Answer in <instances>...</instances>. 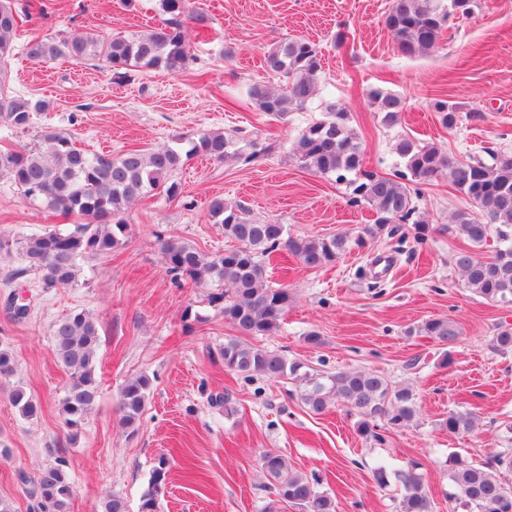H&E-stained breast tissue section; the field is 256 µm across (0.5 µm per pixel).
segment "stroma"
Returning <instances> with one entry per match:
<instances>
[{"instance_id":"35a3bbf8","label":"stroma","mask_w":512,"mask_h":512,"mask_svg":"<svg viewBox=\"0 0 512 512\" xmlns=\"http://www.w3.org/2000/svg\"><path fill=\"white\" fill-rule=\"evenodd\" d=\"M44 15L25 23L28 32L72 34L146 32L160 26L159 0H45ZM391 0H186L189 13L210 17L212 39L198 45L188 68L169 75L138 70L115 82L110 71L67 59L44 63L16 51L8 69L11 91L43 101L32 129L13 134L0 125V145L33 143L38 132L59 128L76 147L118 153L174 145L176 138L221 131L238 146L274 144L262 160L217 163L190 159L173 176L178 197L154 191L124 214V243L88 260L77 286L41 292L32 276L8 279L21 267L17 252H0V345L16 358L15 374L0 383V502L10 512H34L22 477L62 467L74 488L70 512H100L117 493L138 506L159 456L170 461L160 495L161 512H262L270 483L261 454L279 451L291 469L314 476L336 502V512H396L400 489L373 478L382 463L422 465L435 512H451L448 470L453 454L478 464L504 448L512 424V353L492 352L497 327H512V304L490 303L465 287L453 262L467 241L449 232L451 217L473 203L447 177L423 186L417 205L427 223L417 244L412 224L397 225L367 247L334 264L305 267L295 257L273 256L269 276L293 302L281 329L249 337V344L277 350L322 371L375 370L397 384L413 385L420 413L409 427L385 433L383 442L360 435L358 418L338 405L309 411L291 396L289 381L243 380L219 355L233 330L207 301L208 287L172 283L159 250L176 237L206 253L229 241L209 219L221 196L249 208L260 221L286 225L295 236H355L372 221L368 206L347 202L344 186L304 168L294 154L302 129L336 104L350 116L370 170L393 174L395 146L409 137L441 144L459 157L494 147L512 151V0H477L472 13L446 25L437 48L407 57L383 25ZM346 42L337 45V32ZM300 37L322 54L320 93L308 110L275 121L244 101L256 83L279 87L264 72L263 53L273 42ZM380 89L399 96L403 111L391 127L370 98ZM454 104L455 128L442 126L434 101ZM65 217L26 199L0 180V237L60 228ZM25 297L30 312L14 320L9 294ZM192 319H185V310ZM98 321L97 405L76 430L60 411L68 376L57 362L54 324L71 313ZM430 318L455 321L461 336L442 348L409 326ZM317 333L320 344L307 342ZM152 380L136 433L119 422L122 383L135 375ZM23 386L37 403L22 418L10 402ZM231 393L236 411L225 416L211 396ZM477 416L476 434L452 435L439 419L448 412Z\"/></svg>"}]
</instances>
